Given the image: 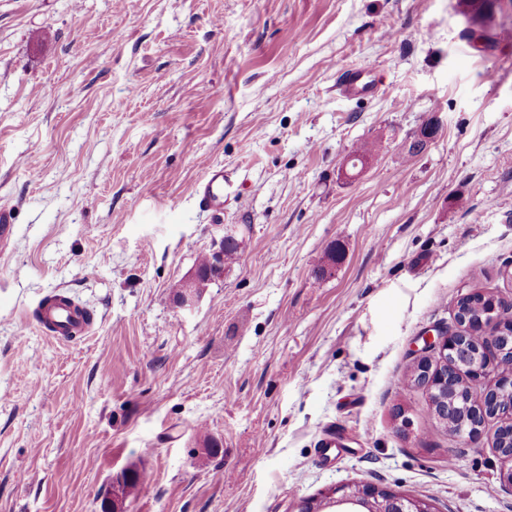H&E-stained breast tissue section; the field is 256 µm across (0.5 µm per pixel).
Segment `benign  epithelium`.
Segmentation results:
<instances>
[{"instance_id": "7a95c632", "label": "benign epithelium", "mask_w": 512, "mask_h": 512, "mask_svg": "<svg viewBox=\"0 0 512 512\" xmlns=\"http://www.w3.org/2000/svg\"><path fill=\"white\" fill-rule=\"evenodd\" d=\"M214 274L211 282L224 276V242L214 244L208 253ZM205 289L204 282L194 272L177 289L175 301L181 308L194 305ZM496 307H491L481 319V330L474 331L463 317L455 320V328L436 329V334L422 338L423 346L412 364L413 377L422 382L429 393L430 404L448 401V361L472 347H477L476 359L467 365L468 377L483 381L490 372L489 360L500 354V347L512 343V324H498L494 320ZM489 402L494 414L512 425V374H499L494 387H482L478 403ZM325 501L306 499L298 512H323L327 507L349 505L350 512H440L431 499L417 498L400 491L380 488L369 483H347L329 488L323 493Z\"/></svg>"}]
</instances>
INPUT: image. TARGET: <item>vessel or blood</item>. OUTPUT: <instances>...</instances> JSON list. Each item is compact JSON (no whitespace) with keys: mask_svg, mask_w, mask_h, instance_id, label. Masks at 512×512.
<instances>
[{"mask_svg":"<svg viewBox=\"0 0 512 512\" xmlns=\"http://www.w3.org/2000/svg\"><path fill=\"white\" fill-rule=\"evenodd\" d=\"M336 89L349 100L375 97L378 83L367 67H351L338 72ZM201 207L222 210L224 206V173L212 171L199 192ZM36 322L42 333L58 341H74L90 335L93 320L80 303L65 292L55 291L46 295L37 308Z\"/></svg>","mask_w":512,"mask_h":512,"instance_id":"b4317fda","label":"vessel or blood"}]
</instances>
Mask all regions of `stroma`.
Returning <instances> with one entry per match:
<instances>
[{
	"mask_svg": "<svg viewBox=\"0 0 512 512\" xmlns=\"http://www.w3.org/2000/svg\"><path fill=\"white\" fill-rule=\"evenodd\" d=\"M361 65L378 96L341 97ZM1 204L0 512H102L132 467L125 512H294L352 482L512 512L499 419L462 446L402 386L459 298L512 302V49L459 0H0ZM230 224L237 259L179 308ZM54 290L90 336L36 328ZM199 205L221 211L224 207V170H214L199 192ZM204 285L205 283L200 280L195 270L177 289V294L175 295L177 305L184 309L192 307L206 288Z\"/></svg>",
	"mask_w": 512,
	"mask_h": 512,
	"instance_id": "obj_1",
	"label": "stroma"
}]
</instances>
